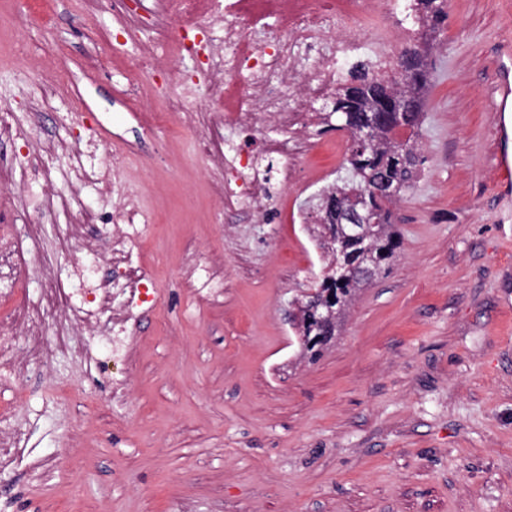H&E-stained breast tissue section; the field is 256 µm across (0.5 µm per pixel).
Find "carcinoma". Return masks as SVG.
<instances>
[{"label":"carcinoma","instance_id":"obj_1","mask_svg":"<svg viewBox=\"0 0 512 512\" xmlns=\"http://www.w3.org/2000/svg\"><path fill=\"white\" fill-rule=\"evenodd\" d=\"M422 37L434 36L448 21V0H417ZM432 62L419 46L398 55L394 71L380 74L360 61L336 92L329 111L320 115L316 132L349 128L359 138L350 144L336 183L313 207V233L325 254L321 277L297 300L292 319L301 355L310 361L332 343L346 311L368 282L365 274H386L401 250L391 206L410 192L424 164L414 136L424 117V95ZM360 199L369 214V236L344 237L336 220ZM336 304L328 311L329 298Z\"/></svg>","mask_w":512,"mask_h":512}]
</instances>
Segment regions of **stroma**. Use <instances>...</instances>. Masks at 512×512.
Segmentation results:
<instances>
[{"label":"stroma","mask_w":512,"mask_h":512,"mask_svg":"<svg viewBox=\"0 0 512 512\" xmlns=\"http://www.w3.org/2000/svg\"><path fill=\"white\" fill-rule=\"evenodd\" d=\"M52 26L0 0V107L27 138L0 139L13 207L0 224H41L29 257L68 278L57 232L72 213L131 196L151 231L139 259L158 304L140 338L123 409L112 357L75 349L36 365L15 413L27 456L0 473V512H512V195L500 191L494 87L512 53V0H450L417 144L425 158L392 209L402 237L389 272L350 307L314 362L296 358L289 299L324 266L290 207L333 184L345 133L317 135L323 180L274 187L263 217L220 212L224 173L197 149V59L149 74L151 102L185 101L166 133H142L125 102L131 25L143 5L40 0ZM70 82L34 95L40 80ZM63 144L33 170L32 142ZM119 169L110 170L109 156ZM224 268L198 301L186 272Z\"/></svg>","instance_id":"obj_1"}]
</instances>
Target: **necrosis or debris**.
Returning a JSON list of instances; mask_svg holds the SVG:
<instances>
[{
  "label": "necrosis or debris",
  "mask_w": 512,
  "mask_h": 512,
  "mask_svg": "<svg viewBox=\"0 0 512 512\" xmlns=\"http://www.w3.org/2000/svg\"><path fill=\"white\" fill-rule=\"evenodd\" d=\"M413 0H157L160 20L154 35L140 40L129 69L128 107L144 132L177 122L182 101L156 110L146 106L149 91L141 71L187 50L189 32L203 29L207 62L199 76L205 114L199 147L208 162L224 169L225 210L263 214L272 179L294 187L310 178L300 160L312 144L307 128L321 102L336 91L348 58L368 53L387 64L402 41L414 38ZM266 125L259 140L230 143V131L246 133ZM121 223L82 213L58 237L75 256L69 282L54 270L41 273L37 297L25 285L27 261L9 224L0 225V395L16 394L29 367L49 364L72 349L77 336L110 325L109 341L130 351L133 326L154 307L149 273L136 260L144 232L138 212L121 208ZM112 262L111 280H101V258Z\"/></svg>",
  "instance_id": "necrosis-or-debris-1"
}]
</instances>
